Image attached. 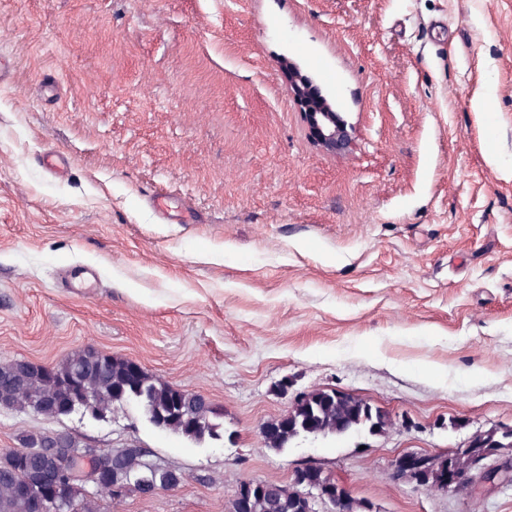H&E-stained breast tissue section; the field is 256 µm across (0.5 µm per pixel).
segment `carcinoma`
Instances as JSON below:
<instances>
[{
  "instance_id": "obj_1",
  "label": "carcinoma",
  "mask_w": 512,
  "mask_h": 512,
  "mask_svg": "<svg viewBox=\"0 0 512 512\" xmlns=\"http://www.w3.org/2000/svg\"><path fill=\"white\" fill-rule=\"evenodd\" d=\"M128 358L104 354L87 346L52 366H36L24 359L0 364V400L7 408L37 412L56 395L62 397V409L54 418L68 417L85 410L88 392L97 394L96 411L106 417L127 405L139 408L154 427L160 426L190 441L224 438L220 419L221 407L205 395L173 386L141 369L131 371ZM391 421L380 408L363 398L339 401L332 389H316L293 403L288 412L265 423L264 447L281 452L298 439H338L355 434L371 436L383 433ZM49 437L42 432H24L18 436L21 453L0 454V512H103L100 501L113 498L114 488L120 494L137 492L142 495L154 488L167 490L183 480L182 472L167 468L156 472L144 469L143 450L115 452L107 450L108 466L100 474L99 486L68 487L62 501L42 500V492L33 484L25 494L15 490L18 474L39 472L48 464V457L35 452ZM488 448H512V432L498 428L481 431L475 437L471 451ZM469 456L463 452L451 460L435 459L422 472L423 487L435 489L437 472L448 465L467 467ZM260 489L254 495L250 512H303L297 502L283 493L282 485L258 481Z\"/></svg>"
}]
</instances>
